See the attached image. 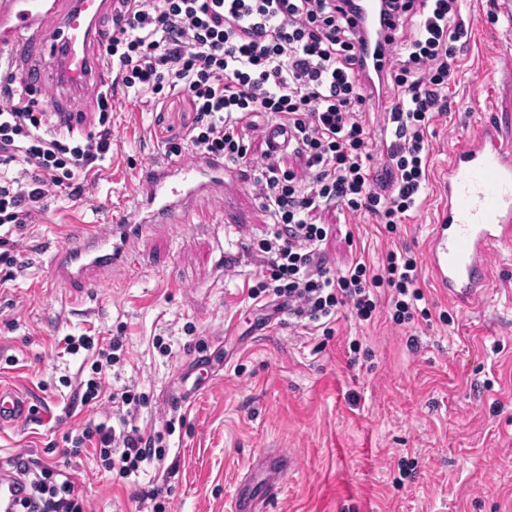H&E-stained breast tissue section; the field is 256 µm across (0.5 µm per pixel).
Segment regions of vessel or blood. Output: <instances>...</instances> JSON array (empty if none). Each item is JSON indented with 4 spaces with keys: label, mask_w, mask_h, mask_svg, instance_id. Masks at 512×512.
Instances as JSON below:
<instances>
[{
    "label": "vessel or blood",
    "mask_w": 512,
    "mask_h": 512,
    "mask_svg": "<svg viewBox=\"0 0 512 512\" xmlns=\"http://www.w3.org/2000/svg\"><path fill=\"white\" fill-rule=\"evenodd\" d=\"M358 23L367 30L362 80L375 94V75L393 63L381 54L388 29L376 0H358ZM112 0H0V52L13 60L52 41L51 65L33 64L25 73L29 85L54 83L60 95L109 84V65L97 46L101 22ZM440 203L427 239L430 281L456 307L471 309L491 283V252L512 247V137L496 119H488L457 138L448 161L436 172ZM237 191L234 171L223 161L198 157L187 163H148L128 199L130 215L113 217L107 227L79 225L52 247L53 277L83 300L106 285L116 269L127 267L132 246L152 227L206 224L214 202ZM31 417L30 401L0 387V426H22ZM261 479L237 482L232 512H265L293 463L289 456H260ZM26 494L23 481L0 471V512H16Z\"/></svg>",
    "instance_id": "obj_1"
}]
</instances>
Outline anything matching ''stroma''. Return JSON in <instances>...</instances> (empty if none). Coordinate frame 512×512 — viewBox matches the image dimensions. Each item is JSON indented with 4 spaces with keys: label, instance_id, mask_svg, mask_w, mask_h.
<instances>
[{
    "label": "stroma",
    "instance_id": "35a3bbf8",
    "mask_svg": "<svg viewBox=\"0 0 512 512\" xmlns=\"http://www.w3.org/2000/svg\"><path fill=\"white\" fill-rule=\"evenodd\" d=\"M473 31L457 56L449 108L429 132L430 167L447 162L456 137L483 114L473 92L484 68L502 62L512 24L490 0H462ZM112 159L90 175L80 200L59 197L16 235L0 263V385L26 392L33 419L0 428V462L22 454L59 465L85 512H227L235 483L272 448L294 459L270 512H512V250L496 251L484 299L468 311L422 280L429 318L393 324L388 312L359 322L339 312L329 329L304 325L248 296L263 270L251 240L267 228L249 174L237 188L247 223L216 208L202 228L184 224L143 238L129 267L78 303L49 270V242L80 224L124 212L147 161L193 153L186 98L148 95L112 101ZM435 205L420 206L396 232L374 216L330 210L322 250L333 272L378 266L388 252L425 259ZM124 341L108 381L146 400L133 419L166 431L165 459L137 477L104 472L100 459L69 453L67 434L113 414L112 402L75 403L92 376L87 351L67 353L66 336Z\"/></svg>",
    "mask_w": 512,
    "mask_h": 512
}]
</instances>
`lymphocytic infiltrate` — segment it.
<instances>
[{
	"mask_svg": "<svg viewBox=\"0 0 512 512\" xmlns=\"http://www.w3.org/2000/svg\"><path fill=\"white\" fill-rule=\"evenodd\" d=\"M135 2L133 11L112 17L103 56L117 74L112 87L98 91L97 123L86 136H75L16 73L0 75V227L7 229L0 246L49 199L82 197L88 176L112 151L115 94L149 93L160 101L177 91L196 113L187 132L195 153L242 162L259 117L288 134V150L265 151L256 167L254 183L272 227L255 245L264 265L250 298L277 301L312 325L344 308L368 321L377 289L386 288L392 322L413 320L424 298L416 258L392 251L378 268L358 262L333 274L321 250L328 230L315 216L328 208L368 213L393 230L417 206L427 182V131L448 109L445 91L468 36L459 0H384L394 64L383 76L390 139L376 167L363 118L370 99L361 84L356 0ZM63 343L67 352L96 355L82 403L107 397L134 416L139 397L105 388L121 338L100 345L67 336ZM164 440L160 431L90 421L72 444L93 449L105 469L127 479L142 463L163 460ZM11 467L27 481L22 512H83L74 483L59 479L55 466L18 457Z\"/></svg>",
	"mask_w": 512,
	"mask_h": 512,
	"instance_id": "obj_1",
	"label": "lymphocytic infiltrate"
}]
</instances>
